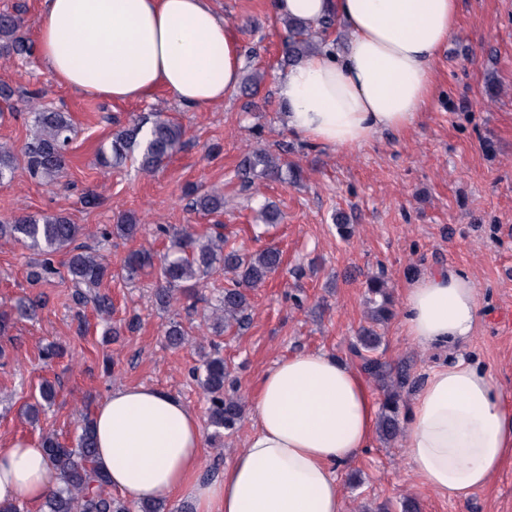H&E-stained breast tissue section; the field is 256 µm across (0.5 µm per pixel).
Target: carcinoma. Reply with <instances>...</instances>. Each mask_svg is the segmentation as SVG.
I'll use <instances>...</instances> for the list:
<instances>
[{
  "label": "carcinoma",
  "instance_id": "cac0c4a2",
  "mask_svg": "<svg viewBox=\"0 0 512 512\" xmlns=\"http://www.w3.org/2000/svg\"><path fill=\"white\" fill-rule=\"evenodd\" d=\"M287 34L288 51L284 62L292 64L321 50L333 49L327 33L335 29L338 19L327 15L314 24L291 18H278ZM20 12L0 13V55L28 58L35 47L22 33ZM74 127L65 112L40 108L34 112L33 132L20 152L0 145V184L12 179L18 162H23L30 177L43 184H56L63 177L66 153L73 140ZM183 126L160 115L136 117L111 135L108 146L97 154L104 166H122L129 161L143 172L160 168L182 145ZM246 179L260 177L285 181L292 168L284 167L279 156L258 149L242 163ZM192 209L207 214L224 212V195L216 191L197 189L190 201ZM157 231L171 238V245L159 258L147 251H134L124 262L125 278L135 280L142 271L157 270L158 285L154 301L166 307L177 298L190 282L222 273L230 283L221 291L212 313L208 329L215 336L233 328H243L250 319V291L263 286L282 264V253L275 246H267L252 253L226 249L224 233L214 230L198 235L188 226L172 229L157 227ZM139 232V224L131 214H123L117 222L104 229L103 239L131 238ZM85 236L84 227L74 224L62 213H22L0 224V239L11 241L39 256L34 261L32 279L44 280L55 274L52 256L69 254L68 275L75 287V297L81 301L94 293L93 302L102 314L110 313L109 296L99 292L109 277V268L95 248L79 244ZM368 320L352 344L351 353L359 360L360 369L382 392L378 436L384 443L394 440L401 431V408L415 384L410 365L392 363L376 355L382 336L378 327L394 316L393 301L381 277H372L368 283ZM167 345L173 349L184 346L187 334L180 323L172 322L164 332ZM194 381L207 395L208 421L214 427V436L232 430L241 420L243 406L234 392L227 389L229 371L218 349L204 356L202 366L193 372ZM56 396L53 386L40 387V399L26 404L24 415L31 423L39 422L44 408ZM41 445L50 463L59 471L61 484L50 490L40 504V512H171L166 503L155 501L128 502L112 497L105 476L94 467L96 441L93 419H85L73 446L58 441L49 431L41 433Z\"/></svg>",
  "mask_w": 512,
  "mask_h": 512
}]
</instances>
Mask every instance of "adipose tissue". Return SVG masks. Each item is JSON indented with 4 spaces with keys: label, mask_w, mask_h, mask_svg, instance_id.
Segmentation results:
<instances>
[{
    "label": "adipose tissue",
    "mask_w": 512,
    "mask_h": 512,
    "mask_svg": "<svg viewBox=\"0 0 512 512\" xmlns=\"http://www.w3.org/2000/svg\"><path fill=\"white\" fill-rule=\"evenodd\" d=\"M279 16L336 12L344 53L321 51L278 73L288 129L336 149L414 127L435 92L433 63L459 23V0H277ZM38 53L53 80L84 96L139 101L167 90L182 107L218 104L239 85L242 53L215 0H43ZM480 288L463 271L406 288L404 332L423 349L473 335ZM254 423L220 478L203 480L204 433L168 391L113 389L96 408L95 466L134 501L190 500L195 512H344L337 470L372 447L378 406L362 374L323 350L276 360L251 398ZM407 463L446 499L485 486L512 455V399L465 355L432 367L405 413ZM60 484L43 448L0 447V503L40 504Z\"/></svg>",
    "instance_id": "1"
}]
</instances>
